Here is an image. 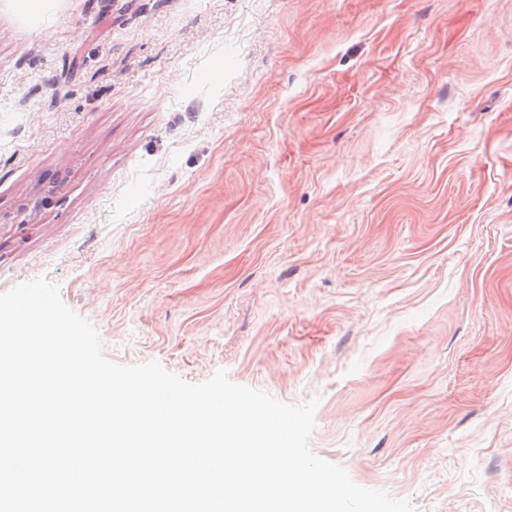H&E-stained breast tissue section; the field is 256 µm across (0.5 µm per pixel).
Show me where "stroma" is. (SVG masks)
Masks as SVG:
<instances>
[{
	"instance_id": "35a3bbf8",
	"label": "stroma",
	"mask_w": 512,
	"mask_h": 512,
	"mask_svg": "<svg viewBox=\"0 0 512 512\" xmlns=\"http://www.w3.org/2000/svg\"><path fill=\"white\" fill-rule=\"evenodd\" d=\"M42 275L110 360L512 512V0H0V293Z\"/></svg>"
}]
</instances>
